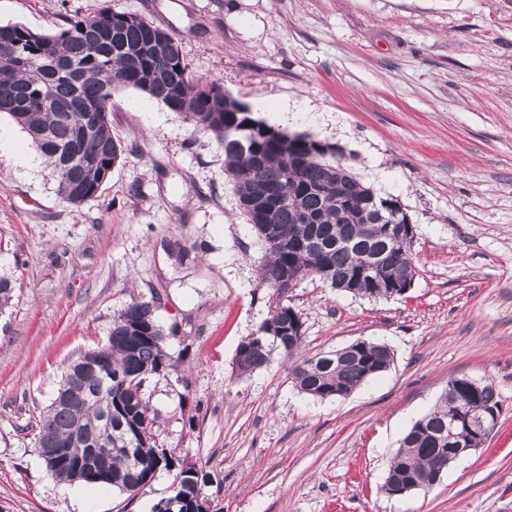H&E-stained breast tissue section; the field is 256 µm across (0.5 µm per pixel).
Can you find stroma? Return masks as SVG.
<instances>
[{
    "mask_svg": "<svg viewBox=\"0 0 512 512\" xmlns=\"http://www.w3.org/2000/svg\"><path fill=\"white\" fill-rule=\"evenodd\" d=\"M168 29L195 77L254 109L311 111L285 125L336 144L354 174L399 199L417 276L401 296L352 297L306 277L259 284L264 248L238 206L224 150L184 115L112 96L125 150L81 205L49 166L0 156V512H153L158 471L129 495L51 475L30 426L81 353L132 300L172 330L168 377L146 393L157 438L208 475L223 512H512V0H0V23L42 33L102 4ZM303 321L305 355L385 343L386 372L315 399L288 358L239 375L235 355L277 304ZM462 375L490 378L502 409L485 445L431 489L384 493L412 424ZM310 111L311 110L306 102L297 100L290 101L286 99L279 103L276 108L270 112L273 114L272 118L274 120L282 123H288L289 120H296Z\"/></svg>",
    "mask_w": 512,
    "mask_h": 512,
    "instance_id": "obj_1",
    "label": "stroma"
}]
</instances>
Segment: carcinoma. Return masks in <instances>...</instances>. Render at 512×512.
I'll list each match as a JSON object with an SVG mask.
<instances>
[{"instance_id":"cac0c4a2","label":"carcinoma","mask_w":512,"mask_h":512,"mask_svg":"<svg viewBox=\"0 0 512 512\" xmlns=\"http://www.w3.org/2000/svg\"><path fill=\"white\" fill-rule=\"evenodd\" d=\"M132 87L185 115L224 148L225 170L239 205L264 245L259 268L264 286L278 287L290 272L304 269L328 286L354 297L387 299L412 285L417 275L411 254L415 233H389L390 220L378 221L375 205L397 202L381 197L350 169L336 145L309 134H287L252 117L239 102H225L224 88L194 77L175 37L139 15L105 6L68 20L54 34L20 24L0 25V114L8 115L31 138L52 169L59 196L80 205L99 192L102 171L119 164L124 148L112 134V93ZM254 126H245L246 122ZM92 136L84 138V129ZM82 142L76 159L66 154ZM270 186L280 205L260 202L257 183ZM139 324L138 338L128 324ZM303 341V322L294 308L281 305L238 346L241 375L267 366L276 354L294 357ZM88 354L100 360L110 384L79 382L61 404L51 401L31 426L33 448L47 470L61 481L92 483L75 476L77 464L97 456L103 473L98 484L130 495L146 486L156 471L174 472L172 496H190L184 462L157 440L158 413L145 397L151 377L173 367L165 336L151 302L134 300L114 320L107 343ZM394 354L383 343L358 339L345 347L305 357L291 369L295 386L319 399H341L387 371ZM501 412L493 383L461 376L433 411L419 418L391 457L383 483L390 497L429 489L453 463L448 423L468 418L475 428L463 441L480 448L494 413ZM135 442L125 451L126 433ZM67 446L68 461L54 463L52 449Z\"/></svg>"}]
</instances>
